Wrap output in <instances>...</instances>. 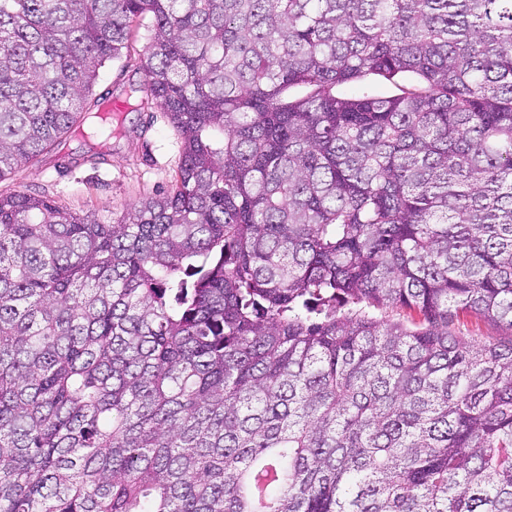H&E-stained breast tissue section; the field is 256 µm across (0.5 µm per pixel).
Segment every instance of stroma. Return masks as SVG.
I'll list each match as a JSON object with an SVG mask.
<instances>
[{
	"instance_id": "35a3bbf8",
	"label": "stroma",
	"mask_w": 512,
	"mask_h": 512,
	"mask_svg": "<svg viewBox=\"0 0 512 512\" xmlns=\"http://www.w3.org/2000/svg\"><path fill=\"white\" fill-rule=\"evenodd\" d=\"M148 42L146 29L132 39L128 60L99 71L94 98L124 100L129 85L141 84L139 57ZM123 130L96 156L82 138L61 140L37 163L0 181V193L44 195L76 212H92L103 222L123 215L139 199L168 187L181 153L180 136L157 108L126 111Z\"/></svg>"
}]
</instances>
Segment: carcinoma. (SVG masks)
I'll return each instance as SVG.
<instances>
[{"label": "carcinoma", "mask_w": 512, "mask_h": 512, "mask_svg": "<svg viewBox=\"0 0 512 512\" xmlns=\"http://www.w3.org/2000/svg\"><path fill=\"white\" fill-rule=\"evenodd\" d=\"M140 26L168 189L0 193V512H512V0H0V180ZM453 323L451 329L462 332L464 336H474L475 339L481 341L503 340L510 336V331L499 328L490 322L476 319L474 316H460L455 318Z\"/></svg>", "instance_id": "carcinoma-1"}]
</instances>
